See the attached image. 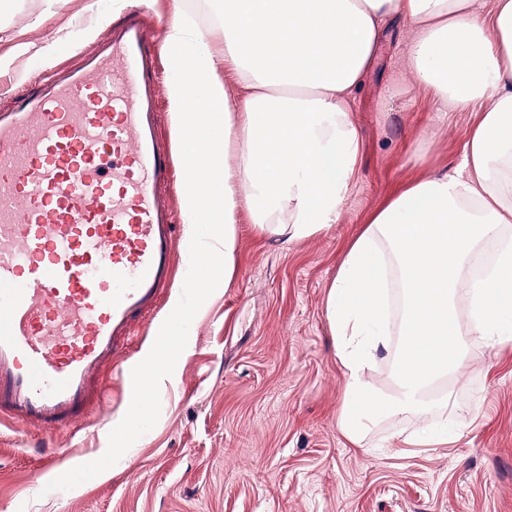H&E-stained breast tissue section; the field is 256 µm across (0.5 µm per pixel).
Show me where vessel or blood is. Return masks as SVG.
I'll list each match as a JSON object with an SVG mask.
<instances>
[{
  "instance_id": "1",
  "label": "vessel or blood",
  "mask_w": 512,
  "mask_h": 512,
  "mask_svg": "<svg viewBox=\"0 0 512 512\" xmlns=\"http://www.w3.org/2000/svg\"><path fill=\"white\" fill-rule=\"evenodd\" d=\"M131 12L0 107V418L63 431L173 279L158 58Z\"/></svg>"
}]
</instances>
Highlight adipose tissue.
I'll use <instances>...</instances> for the list:
<instances>
[{
	"label": "adipose tissue",
	"mask_w": 512,
	"mask_h": 512,
	"mask_svg": "<svg viewBox=\"0 0 512 512\" xmlns=\"http://www.w3.org/2000/svg\"><path fill=\"white\" fill-rule=\"evenodd\" d=\"M219 23L172 0L163 44L188 240L206 289L231 275L235 224L293 241L336 223L358 161L350 100L390 20L404 60L440 111L482 107L460 163L404 184L350 243L328 291L346 379L339 427L361 445L384 416L449 405L473 340L512 342V0H221ZM469 300L466 313L458 294ZM398 299L401 315L387 308ZM397 345L394 394L367 371Z\"/></svg>",
	"instance_id": "obj_1"
}]
</instances>
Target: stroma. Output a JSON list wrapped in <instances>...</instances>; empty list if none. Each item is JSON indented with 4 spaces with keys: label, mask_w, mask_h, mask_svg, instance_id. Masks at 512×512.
I'll list each match as a JSON object with an SVG mask.
<instances>
[{
    "label": "stroma",
    "mask_w": 512,
    "mask_h": 512,
    "mask_svg": "<svg viewBox=\"0 0 512 512\" xmlns=\"http://www.w3.org/2000/svg\"><path fill=\"white\" fill-rule=\"evenodd\" d=\"M132 0H5L0 6V105L49 68L74 64ZM43 16L38 28L27 25ZM70 36L57 40L59 29ZM406 29L390 26L352 106L361 134L355 179L339 218L289 242L259 234L249 213L228 287L206 299L187 285L177 230L176 278L156 312L132 329L101 371L105 403L71 429L45 434L0 422V512H512V344L470 346L454 394L457 437L406 448L426 417H383L364 447L338 426L345 377L326 314L347 245L401 185L461 160L475 112H441L404 66ZM53 41L50 59L16 54ZM186 293L184 339L171 340L166 376L150 380L137 431L121 440L133 401L114 368L148 363L172 295ZM62 470H42L41 444Z\"/></svg>",
    "instance_id": "35a3bbf8"
}]
</instances>
